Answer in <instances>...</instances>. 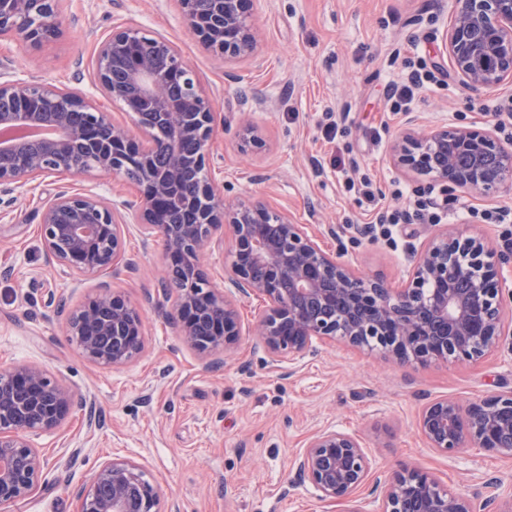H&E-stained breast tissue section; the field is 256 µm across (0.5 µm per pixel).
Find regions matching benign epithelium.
Returning <instances> with one entry per match:
<instances>
[{
  "label": "benign epithelium",
  "instance_id": "1",
  "mask_svg": "<svg viewBox=\"0 0 512 512\" xmlns=\"http://www.w3.org/2000/svg\"><path fill=\"white\" fill-rule=\"evenodd\" d=\"M188 31L226 61L253 59L257 0H212L203 23L198 0H178ZM445 47L461 85L512 86V0H451ZM65 34L58 0H0V38L38 49ZM144 32L119 26L95 50L93 95L34 79H0V127H44L49 137L17 141L0 136V194L19 193L38 179L107 173L123 177L133 159L144 170L132 183L137 203L118 205L94 192L63 189L47 200L40 237L51 257L74 279L105 277L97 291L66 315L67 336L91 362L119 369L142 352L145 324L131 299L112 291L108 278L133 262L124 240L129 224L159 240L168 279L183 275L166 310L184 343L201 354L227 350L243 329L275 362L294 361L317 345L343 342L378 350L402 365L477 361L498 347L505 331L504 297L497 286L508 259L477 237L440 231L410 256L409 279L392 288L378 277L356 275L323 250L304 224L262 201L224 204L212 175L214 100L190 64L164 38V68L141 56ZM127 62L115 77L121 62ZM133 116L138 134L112 119L104 102ZM83 114L75 123L72 112ZM245 143H260L249 114L240 119ZM397 167L479 196L512 185V147L474 123L405 127L392 146ZM229 226L232 248L223 261L224 284L210 281L200 257ZM256 298L262 312L248 325L239 305ZM76 409L97 421L93 405L40 366L0 371V507L28 497L43 476L45 459L33 443L56 433ZM417 426L429 447L445 455L476 448L512 458V391L466 407L452 398L424 405ZM294 481L345 512H476L471 498L448 491L419 468L373 478V463L359 439L342 430L312 435L295 460ZM371 488L372 497L359 499ZM161 489L141 464L103 463L78 493L77 512H160ZM490 512H512V487L490 498Z\"/></svg>",
  "mask_w": 512,
  "mask_h": 512
}]
</instances>
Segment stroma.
<instances>
[{
    "label": "stroma",
    "mask_w": 512,
    "mask_h": 512,
    "mask_svg": "<svg viewBox=\"0 0 512 512\" xmlns=\"http://www.w3.org/2000/svg\"><path fill=\"white\" fill-rule=\"evenodd\" d=\"M67 35L33 50L0 43V75L25 74L78 90L91 88V60L113 27L133 25L171 42L217 99L214 150L224 158L219 178L226 203L253 196L308 225L312 235L357 273L400 287L409 253L438 230L413 219L384 230L376 212L410 210L417 199L438 203L445 225L480 236L507 256L500 282L512 292L507 225L483 212H512V187L487 198L451 193L429 177L397 168L395 136L408 117L416 130L473 122L498 131L511 117L497 106L512 89L471 91L460 85L443 34L448 0H259L255 33L260 64L224 63L186 29L176 0H61ZM443 68L441 82L415 93L409 112L390 111L389 86L406 83L411 64ZM251 114L261 146H243L240 114ZM373 181L374 201L354 190ZM55 178L0 207V369L35 363L92 399L99 427L75 411L35 446L46 459L36 490L5 512H76L77 490L103 462L142 464L162 491L159 508L182 512H342L310 485H290L296 456L309 437L333 427L355 434L375 475L405 466L436 475L454 492L483 503L493 481L512 484V460L481 450L446 456L428 448L416 428L423 404L452 397L469 404L512 390V338L477 362L400 367L377 351L342 343L319 346L293 364H270L253 337L205 367L161 312L163 245L126 233L136 265L113 277V289L138 300L145 347L112 370L86 360L68 342L58 306L74 309L87 293L52 263L39 238L36 212L58 189ZM342 228L341 238L329 231ZM80 449L71 459L72 449Z\"/></svg>",
    "instance_id": "1"
}]
</instances>
